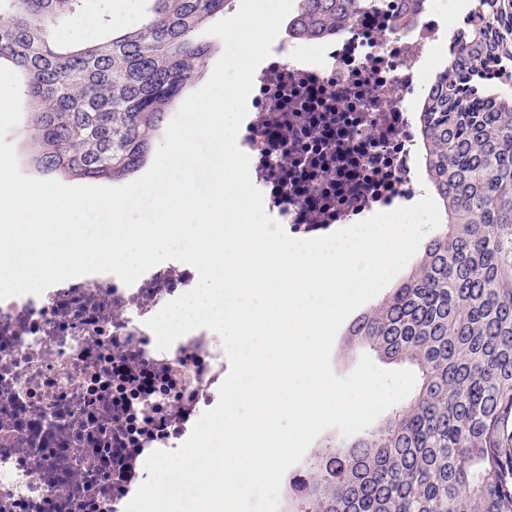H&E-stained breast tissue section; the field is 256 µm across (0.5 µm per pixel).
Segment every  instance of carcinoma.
<instances>
[{
  "instance_id": "cac0c4a2",
  "label": "carcinoma",
  "mask_w": 512,
  "mask_h": 512,
  "mask_svg": "<svg viewBox=\"0 0 512 512\" xmlns=\"http://www.w3.org/2000/svg\"><path fill=\"white\" fill-rule=\"evenodd\" d=\"M81 2L0 0V62L21 75L37 166L119 181L202 74V33L233 0H150L140 26L106 41H55ZM297 2L288 31L308 38L374 0ZM475 2L478 23L421 106L445 222L347 341L414 366L418 387L378 427L326 446L288 512H512V0Z\"/></svg>"
}]
</instances>
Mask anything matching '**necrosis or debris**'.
Returning a JSON list of instances; mask_svg holds the SVG:
<instances>
[{"label":"necrosis or debris","instance_id":"necrosis-or-debris-1","mask_svg":"<svg viewBox=\"0 0 512 512\" xmlns=\"http://www.w3.org/2000/svg\"><path fill=\"white\" fill-rule=\"evenodd\" d=\"M401 0L317 40L282 38L254 74L238 132L267 213L308 237L412 199L421 179L422 63L448 30L444 0L399 25ZM164 261L126 285L74 277L0 301V512H125L145 461L180 447L224 380L218 334L158 350L149 318L192 290Z\"/></svg>","mask_w":512,"mask_h":512}]
</instances>
